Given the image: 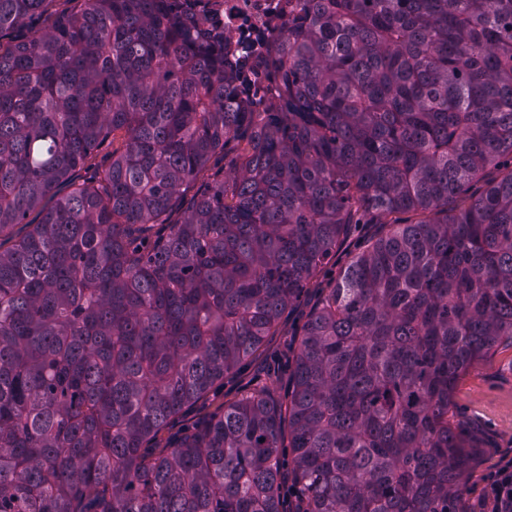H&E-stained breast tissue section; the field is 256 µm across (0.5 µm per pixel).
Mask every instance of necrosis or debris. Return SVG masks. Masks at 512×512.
I'll return each mask as SVG.
<instances>
[{"label": "necrosis or debris", "mask_w": 512, "mask_h": 512, "mask_svg": "<svg viewBox=\"0 0 512 512\" xmlns=\"http://www.w3.org/2000/svg\"><path fill=\"white\" fill-rule=\"evenodd\" d=\"M195 32L224 39L226 64L241 71V91L257 109L274 101L268 49L288 18L289 0H174Z\"/></svg>", "instance_id": "1"}]
</instances>
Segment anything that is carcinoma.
I'll return each mask as SVG.
<instances>
[{"label":"carcinoma","mask_w":512,"mask_h":512,"mask_svg":"<svg viewBox=\"0 0 512 512\" xmlns=\"http://www.w3.org/2000/svg\"><path fill=\"white\" fill-rule=\"evenodd\" d=\"M50 2L0 0V238L41 211L0 249V512H281L285 441L297 512H463L453 387L512 345V0H299L266 112L175 5L30 30ZM365 213L424 218L382 223L314 305L287 401L154 447ZM112 162V145L104 142L92 155L88 163L80 171L81 180H89L98 176L110 166Z\"/></svg>","instance_id":"cac0c4a2"}]
</instances>
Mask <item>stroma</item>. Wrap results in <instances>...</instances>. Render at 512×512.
Returning a JSON list of instances; mask_svg holds the SVG:
<instances>
[{"mask_svg": "<svg viewBox=\"0 0 512 512\" xmlns=\"http://www.w3.org/2000/svg\"><path fill=\"white\" fill-rule=\"evenodd\" d=\"M374 225L357 226L335 263L322 267L309 284L299 304L283 314L278 330L264 346L162 432L164 440L178 437L185 428L207 418L224 404L240 398L252 388L272 383L276 396L288 391L294 368L299 335L306 317L323 288L337 279L349 252L369 237ZM449 422L468 430L480 440V460L461 497L466 512H489L485 503L490 492L489 474L498 466L512 462V348L502 347L475 363L459 378L448 413Z\"/></svg>", "mask_w": 512, "mask_h": 512, "instance_id": "35a3bbf8", "label": "stroma"}]
</instances>
